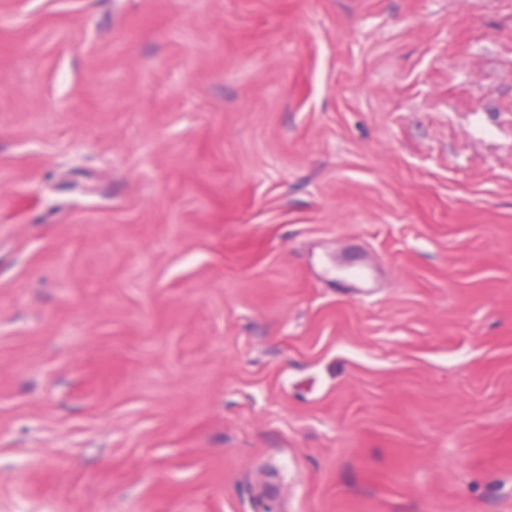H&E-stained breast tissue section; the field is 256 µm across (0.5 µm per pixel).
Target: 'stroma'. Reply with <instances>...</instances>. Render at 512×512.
<instances>
[{
	"instance_id": "35a3bbf8",
	"label": "stroma",
	"mask_w": 512,
	"mask_h": 512,
	"mask_svg": "<svg viewBox=\"0 0 512 512\" xmlns=\"http://www.w3.org/2000/svg\"><path fill=\"white\" fill-rule=\"evenodd\" d=\"M0 512H512V0H0Z\"/></svg>"
}]
</instances>
